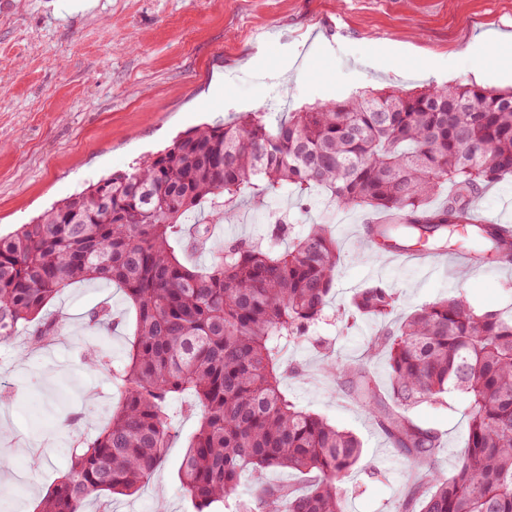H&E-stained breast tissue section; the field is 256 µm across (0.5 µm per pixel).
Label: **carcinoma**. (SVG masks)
I'll return each instance as SVG.
<instances>
[{"label": "carcinoma", "instance_id": "cac0c4a2", "mask_svg": "<svg viewBox=\"0 0 512 512\" xmlns=\"http://www.w3.org/2000/svg\"><path fill=\"white\" fill-rule=\"evenodd\" d=\"M264 112L191 130L142 166L115 173L54 205L34 224L0 236V341L38 347L58 335L43 307L77 282L119 287L135 313L127 361L112 369L120 391L110 419L72 448L68 473L38 512H85L101 496H132L159 469L174 429L172 403L191 397L198 417L179 470L195 512H344L340 483L360 442L299 407L283 389L288 348L324 315L338 244L329 225L282 245L283 224L254 242L224 244L201 269L190 253L212 251L192 215L233 224L239 208L291 190L322 191L340 208L393 216L383 236L453 237L478 191L512 177V89L436 86L382 92L285 112ZM440 208L430 199L443 184ZM471 251L512 263V235H471ZM395 293L372 284L351 306L374 321ZM388 354L386 404L365 369L327 357L322 370L356 380L416 470L401 512H512V320L477 314L462 295L428 304L369 352ZM455 391L470 395L466 447L454 471L436 466L439 437L405 409ZM316 473L299 492L265 474ZM256 495L238 496L243 475Z\"/></svg>", "mask_w": 512, "mask_h": 512}]
</instances>
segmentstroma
<instances>
[{"mask_svg": "<svg viewBox=\"0 0 512 512\" xmlns=\"http://www.w3.org/2000/svg\"><path fill=\"white\" fill-rule=\"evenodd\" d=\"M0 9V234L29 223L54 202L113 173L132 170L180 134L243 113L342 100L368 90L408 94L475 83L463 48L479 38H512V0H9ZM283 72L280 80L270 79ZM224 77L231 92L216 90ZM288 212V235L327 222L339 246L335 293L326 316L288 350L283 387L302 408L352 432L362 444L343 482L346 512H397L413 467L378 420L354 398L344 375L321 372L332 356L365 364L387 390L386 359L369 354L380 323L351 307L357 289L392 288L396 318L464 294L476 312L512 316V266L493 260L457 280L445 268L387 263L359 230L366 209L326 210L320 195L305 208L285 196L246 206L240 223L214 224L210 242L268 236L276 211ZM472 211L512 225V180L479 191ZM112 311L108 328L91 313ZM60 332L46 346L0 342V512H36L67 472L77 441L104 424L116 402L109 367L126 359L133 313L119 288L103 282L64 289L42 310ZM106 366L88 364V349ZM469 398L452 392L409 409L437 431L436 464L450 474L465 446ZM70 411L71 424L60 422ZM195 415L175 422L162 467L132 496L94 500L87 512H194L178 470Z\"/></svg>", "mask_w": 512, "mask_h": 512, "instance_id": "1", "label": "stroma"}]
</instances>
